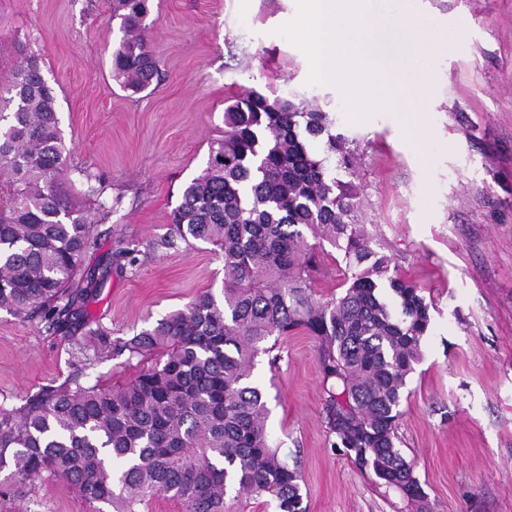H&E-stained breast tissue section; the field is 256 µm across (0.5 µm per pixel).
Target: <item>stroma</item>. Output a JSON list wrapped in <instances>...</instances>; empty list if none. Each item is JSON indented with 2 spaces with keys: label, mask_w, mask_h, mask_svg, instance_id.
<instances>
[{
  "label": "stroma",
  "mask_w": 512,
  "mask_h": 512,
  "mask_svg": "<svg viewBox=\"0 0 512 512\" xmlns=\"http://www.w3.org/2000/svg\"><path fill=\"white\" fill-rule=\"evenodd\" d=\"M295 0H152L149 31L161 76L132 94L112 78L119 23L110 0H0V74L37 55L58 97L65 152L108 183L111 219L85 266L140 244L136 265L113 271L88 308L91 323L126 337L220 292L223 260L202 241L154 248L184 187L224 136L229 97L294 93L360 140L363 222L431 306L423 357L407 380L398 446L424 500L386 487L333 447L323 418L317 344L299 331L259 355L267 430L295 463L302 512H512V0H418L446 28L448 50L420 71L398 48L380 62L429 82L422 169L396 116L362 118L335 88L308 84L309 63L278 29ZM0 312V410L45 386L122 384L150 358L82 355L84 339ZM0 512H95L66 481L42 476Z\"/></svg>",
  "instance_id": "obj_1"
}]
</instances>
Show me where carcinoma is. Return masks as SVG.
I'll use <instances>...</instances> for the list:
<instances>
[{"label":"carcinoma","instance_id":"1","mask_svg":"<svg viewBox=\"0 0 512 512\" xmlns=\"http://www.w3.org/2000/svg\"><path fill=\"white\" fill-rule=\"evenodd\" d=\"M150 14L151 0H112L122 33L112 77L133 94L160 75L147 39ZM296 98L257 90L232 97L224 138L211 144L205 172L186 185L167 235L153 243L216 246L220 295L208 289L129 339L89 330L94 350L153 362L125 384L73 378L1 411L0 495L47 473L112 512H135L159 495L182 512H224L230 488L299 512L301 475L270 444L264 393L252 375L269 337L304 331L317 343L332 446L360 468L365 459L386 461L385 485L421 498L397 424L407 377L422 358L429 305L358 218V140ZM73 171L86 173L67 163L55 89L28 56L0 79V311L36 317L51 334L87 326V306L112 270L140 253L132 241L77 276L112 205L85 210L69 189ZM327 244L343 254L346 271L344 291L323 301L313 298L311 273Z\"/></svg>","mask_w":512,"mask_h":512}]
</instances>
